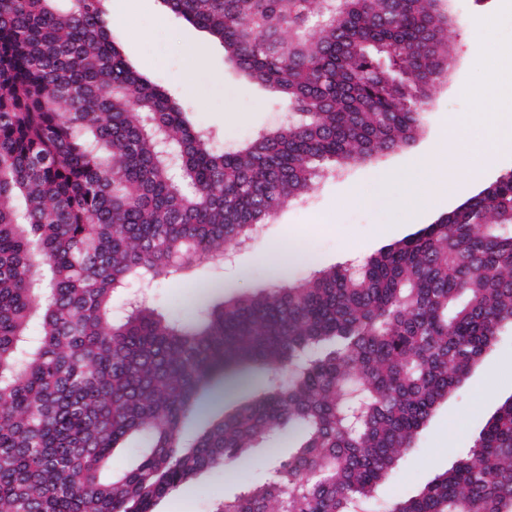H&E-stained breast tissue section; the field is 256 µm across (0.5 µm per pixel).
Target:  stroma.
Returning a JSON list of instances; mask_svg holds the SVG:
<instances>
[{
	"label": "stroma",
	"mask_w": 512,
	"mask_h": 512,
	"mask_svg": "<svg viewBox=\"0 0 512 512\" xmlns=\"http://www.w3.org/2000/svg\"><path fill=\"white\" fill-rule=\"evenodd\" d=\"M131 8L113 18L112 29L126 55L156 81L181 96L188 111L205 128L217 133V145L233 149L257 133L282 125L288 104L263 87L245 80L211 40L164 10L159 0H129ZM453 20L447 29L453 66L447 83L431 91L423 131L415 143L387 153L375 162H353L333 176L321 179L299 201L283 207L265 224L249 248L237 251L232 262H203L188 275L151 284L131 279L112 297L114 313H123L131 296L176 314L188 313L208 293L212 283L226 292L266 288L278 278L301 280L312 263L356 264L380 249L433 223L500 176L512 172V149L500 150L496 164L475 181L465 171L450 172L435 207L409 220L384 202L359 204L353 192L373 194L382 168L404 171L448 138L465 142L482 138V128L471 123L474 112L500 109L489 98V84L512 83V0H445ZM482 34L484 51L474 58L470 41ZM288 247L297 258L274 268L278 248ZM259 382L225 390L215 383L203 397L199 414L184 423V437L201 432L208 422L259 390ZM512 396V336L499 337L492 352L473 369L465 383L441 403L419 433L414 450L404 457L394 479L383 485L366 512H378L382 502L416 495L435 475L452 467L472 447L488 418ZM255 468H228L200 472L191 483L160 500L155 512H213L223 498L239 494L245 485L268 478L271 458L256 449Z\"/></svg>",
	"instance_id": "1"
}]
</instances>
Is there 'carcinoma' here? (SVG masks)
<instances>
[{"label":"carcinoma","mask_w":512,"mask_h":512,"mask_svg":"<svg viewBox=\"0 0 512 512\" xmlns=\"http://www.w3.org/2000/svg\"><path fill=\"white\" fill-rule=\"evenodd\" d=\"M162 2L289 120L218 150L105 0H0V512H153L262 445L274 475L214 512H356L512 332V173L356 267L116 318L126 280L219 260L324 169L410 145L448 65L440 0ZM255 369L263 396L182 443L214 377ZM387 512H512V397Z\"/></svg>","instance_id":"carcinoma-1"}]
</instances>
